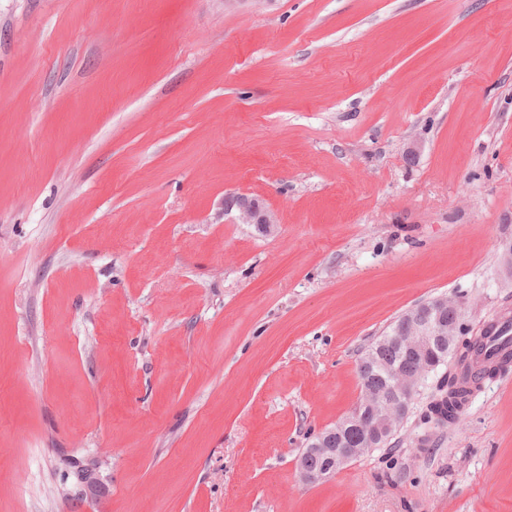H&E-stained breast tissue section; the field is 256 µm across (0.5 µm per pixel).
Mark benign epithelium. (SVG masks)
<instances>
[{
    "label": "benign epithelium",
    "mask_w": 512,
    "mask_h": 512,
    "mask_svg": "<svg viewBox=\"0 0 512 512\" xmlns=\"http://www.w3.org/2000/svg\"><path fill=\"white\" fill-rule=\"evenodd\" d=\"M232 212L240 224H253L266 234L275 230L276 215L256 197L242 193L226 196L224 214ZM450 308L456 310L459 305L446 298L418 306L405 317L407 332L392 335L390 342L407 353L423 356L432 355L436 347L446 342L448 351L460 356L465 342L472 340L473 336L469 335L470 328L462 314L448 320ZM391 378L396 380L391 390L382 395L365 390L358 408L350 416L314 437L309 452L322 455L325 464L311 468L305 456H300L297 470L303 483L313 484L330 477L351 460L377 447L378 442L393 431L395 423L408 411L418 379L399 373L395 367L391 369ZM352 428L358 430V437L348 442L343 435Z\"/></svg>",
    "instance_id": "obj_1"
}]
</instances>
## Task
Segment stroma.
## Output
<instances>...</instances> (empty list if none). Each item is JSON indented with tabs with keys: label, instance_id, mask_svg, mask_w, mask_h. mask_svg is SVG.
<instances>
[{
	"label": "stroma",
	"instance_id": "stroma-1",
	"mask_svg": "<svg viewBox=\"0 0 512 512\" xmlns=\"http://www.w3.org/2000/svg\"><path fill=\"white\" fill-rule=\"evenodd\" d=\"M510 242L512 0H0V512H512V371L295 469ZM233 210L236 212L234 219L239 224H255L265 234H271L275 230L276 215L256 197L242 193L227 195L224 199V213L228 215ZM476 368L472 365H462L460 369L454 368L451 372V382L449 389L441 391L438 389L439 396L445 395L440 402L430 404L428 407V414L426 419L434 420L437 424L442 426L448 424H455L459 421L464 402L467 396L471 393L467 378L469 376L476 377L473 369Z\"/></svg>",
	"mask_w": 512,
	"mask_h": 512
}]
</instances>
